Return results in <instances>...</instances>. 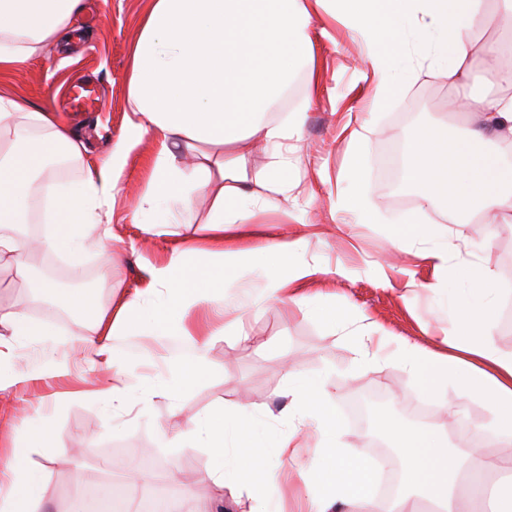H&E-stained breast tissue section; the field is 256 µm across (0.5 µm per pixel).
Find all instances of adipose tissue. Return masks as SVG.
<instances>
[{"label": "adipose tissue", "mask_w": 512, "mask_h": 512, "mask_svg": "<svg viewBox=\"0 0 512 512\" xmlns=\"http://www.w3.org/2000/svg\"><path fill=\"white\" fill-rule=\"evenodd\" d=\"M336 5L366 45L376 77V111L408 88L397 57L416 15L427 17L428 28L441 37L436 58L449 82L466 75L474 32L498 31L489 51L512 59V0H501L495 11L489 10L487 0H465L459 13L451 0H336ZM81 8L82 0H0V76L67 41ZM310 24L303 0H149L131 53L127 125L96 164L86 161L83 142L60 115L0 94V265L24 274L32 254L57 253L68 259L77 277L88 248L111 256L116 191L131 152L150 134L158 139L159 149L134 218L165 235L191 212L194 193L212 197L206 220L209 246L199 250L196 260H188L186 251L173 250L163 265L152 268L151 288L113 296L109 308L98 306L90 316L78 317L71 346L81 348L89 363L112 371L111 380L95 392L106 409L124 410L133 398L150 404L202 376L211 342L230 331L243 336L244 330L236 321L189 326L195 308L205 304L223 314L224 292L235 287L239 264L261 271L275 256L297 249V242L273 240L238 256L225 251L224 233L258 213L288 210L287 202L268 199L267 194L288 187V142L299 136L305 114L291 113L284 123L274 122L270 114L296 73L314 63ZM503 85L498 96L477 102L481 126L454 130L460 145L482 146L475 163L449 166L434 146L411 148L407 171L420 212L443 211L432 184L445 177L466 206L448 214L451 223L469 224L489 213L495 223L512 222V74L504 77ZM258 142L273 160L251 180L247 158ZM58 157L83 164L84 176L58 184ZM36 217L45 230L31 237L26 227ZM387 236L395 247L418 238L437 242L429 257L440 266L448 264L442 225L414 218L389 225ZM438 306L450 322L439 344L428 347L384 333L380 346L396 345L417 390L430 399L446 402L453 385L463 402H484L489 411L484 433L512 448V354L501 353L493 343V305L476 296L465 310L446 294ZM127 331L185 336L194 346V358L132 391L127 382L131 367L115 357L112 347L113 336ZM46 333L24 309L0 316V393L23 380L5 363L16 343ZM288 394L292 428L277 440V455L295 458L299 438L314 435V456L300 472L305 485L321 490L309 512H423L429 503L438 512H477L488 473H512V455L494 458L472 445L455 448L446 430L407 427L383 415L377 429L391 442L401 485L391 497H379L372 452L342 448L341 427L324 408L323 383L292 370ZM239 430V414L217 408L190 419L173 437L180 447L208 449L206 480L230 488L237 500L244 488L233 485L225 459ZM35 451L29 445L0 454V512H43L44 481L27 464Z\"/></svg>", "instance_id": "ef3b65f1"}]
</instances>
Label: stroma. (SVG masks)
<instances>
[{"instance_id":"1","label":"stroma","mask_w":512,"mask_h":512,"mask_svg":"<svg viewBox=\"0 0 512 512\" xmlns=\"http://www.w3.org/2000/svg\"><path fill=\"white\" fill-rule=\"evenodd\" d=\"M148 5L149 0H83L73 20V39L0 78V93L21 96L40 110L62 112L83 141L87 156L105 157L125 129L131 47L138 19ZM306 6L312 14L308 34L314 67L299 72L293 95L281 110L285 117L301 108L306 111L297 150L289 156L293 171L288 212L258 214L224 238L228 251H244L273 239L301 242L297 251L265 272L245 270L239 288L232 290L225 316L241 319L249 342H239L233 335L215 341L208 348L203 377L172 397L154 399L139 420L129 421L120 412L107 426L94 395L107 368L64 351L74 328L72 314L28 287L26 278L15 270L0 271V314L21 306L31 320L52 331L51 346L21 344L12 361L14 371L39 372L44 381L0 394V411L22 405L30 410L24 431L0 421L1 452L40 431L52 437L53 448L29 460L43 477L49 512H68L77 466L94 471L107 461L116 476L135 469L176 488H189L183 512H202L218 495L204 478L211 463L207 449L168 448L159 433L176 434L188 419L217 407L242 409L240 457L229 468L255 487H263V472L251 467L246 456L250 447L287 432V420L276 412L286 403L281 393L292 369L326 381L330 393L326 406L339 419L342 442L349 448L365 446L371 435L370 429L350 420V406L359 395L384 394L387 411L402 421L408 420L411 406L423 402L428 407L427 425L452 429L462 417L477 428L486 423L485 408L479 403L469 404L463 416L449 414V405L460 401L456 389H449L447 404L426 401L389 349L380 351L376 367L358 364L355 351L363 335H375L380 328L413 342L430 343L446 325L436 311L435 295L453 293L465 299L480 290L497 295L494 344L501 352L512 353V223L447 225L454 246L448 256L456 269L452 276L434 273L423 257L428 243L409 240L396 251L385 234L386 222L416 215L418 208L405 179L393 181L386 175V153L407 148L412 127L451 119L450 99L474 102L497 93V68L487 53L495 34L490 30L474 34L470 72L454 86L437 72L434 42L412 39L405 58L414 68L411 85L402 97L375 113L371 110L374 79L358 34L315 0H307ZM77 82L94 87L97 102L82 110L61 109V101ZM368 118L374 119L376 133L362 155V178L355 181L345 174L353 150L351 134ZM156 150L149 135L129 158L112 214L116 235L112 288L102 291V300L146 288L148 265L164 263L176 248L203 247L208 235L203 223L210 201L203 195L194 200L191 223L174 225L172 234L153 235L133 223V205L148 181ZM362 191L378 205L383 223L363 224L354 214L338 209L340 197ZM489 236L495 244V278L479 281L471 278L469 270L478 265L479 248ZM296 267L306 268L308 274L289 284V295H304L313 302L333 300L337 307L352 310L350 323L334 330L298 306L264 301V284L286 277ZM112 345L117 357L131 363L135 387L166 374L170 360L187 358L190 352L184 337L141 332L115 337ZM64 360L70 364L69 375L51 377L53 365Z\"/></svg>"}]
</instances>
